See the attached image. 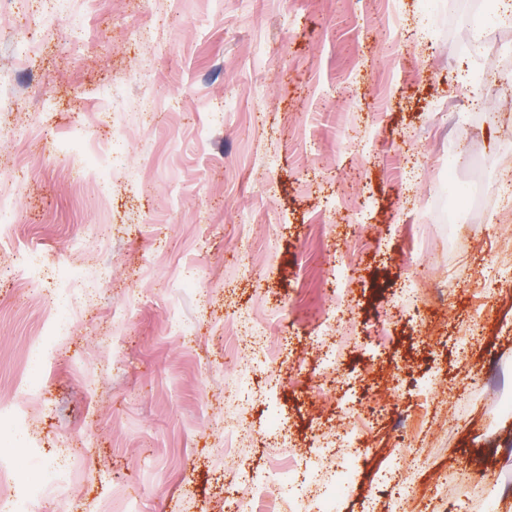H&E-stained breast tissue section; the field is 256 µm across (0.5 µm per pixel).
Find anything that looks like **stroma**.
Listing matches in <instances>:
<instances>
[{"instance_id":"stroma-1","label":"stroma","mask_w":512,"mask_h":512,"mask_svg":"<svg viewBox=\"0 0 512 512\" xmlns=\"http://www.w3.org/2000/svg\"><path fill=\"white\" fill-rule=\"evenodd\" d=\"M421 6L0 0V188L17 214L0 244V406L18 403L48 315L16 253L96 285L40 370L29 445L0 432L2 456L79 454L70 486L32 512H288L271 474L293 449L271 421L299 423L308 444L319 418L350 421L374 396L384 410L340 512H363L383 477L374 512H393L410 477L422 512L443 481L463 512H512V28L475 53L470 0ZM478 69L487 80L448 120ZM116 134L128 161L103 194L63 149L79 135L95 154ZM459 149L464 207L437 185ZM340 242L352 313L320 342ZM411 276L446 300H408ZM246 318L268 328L259 365ZM322 355L338 374L319 373ZM237 387L248 400L227 399ZM236 419L250 437L225 440Z\"/></svg>"}]
</instances>
